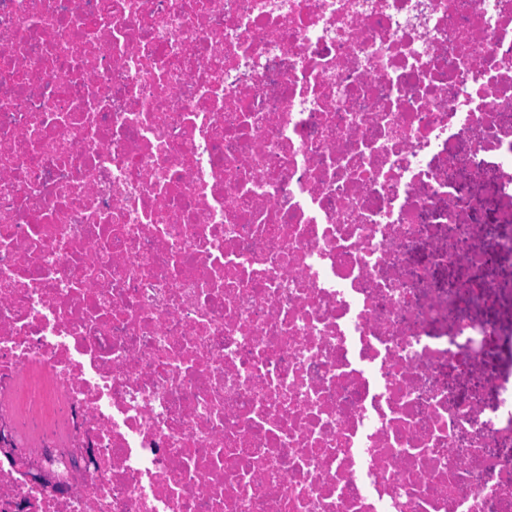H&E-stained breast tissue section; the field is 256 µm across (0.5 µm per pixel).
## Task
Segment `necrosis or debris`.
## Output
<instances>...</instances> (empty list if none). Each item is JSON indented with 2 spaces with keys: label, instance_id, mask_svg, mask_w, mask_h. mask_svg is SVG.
<instances>
[{
  "label": "necrosis or debris",
  "instance_id": "obj_1",
  "mask_svg": "<svg viewBox=\"0 0 512 512\" xmlns=\"http://www.w3.org/2000/svg\"><path fill=\"white\" fill-rule=\"evenodd\" d=\"M512 0H0V512H512Z\"/></svg>",
  "mask_w": 512,
  "mask_h": 512
}]
</instances>
